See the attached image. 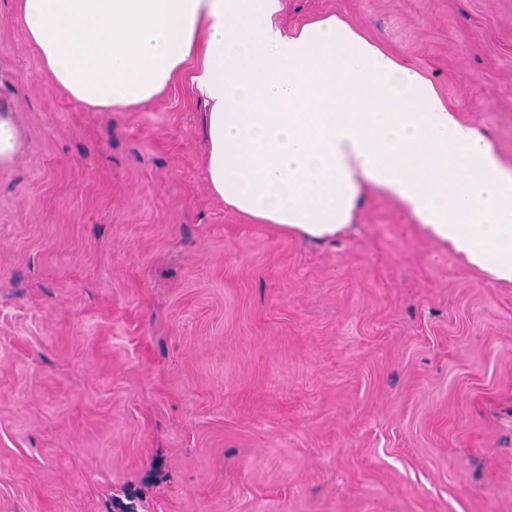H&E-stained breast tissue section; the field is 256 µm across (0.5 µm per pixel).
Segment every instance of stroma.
Segmentation results:
<instances>
[{"label": "stroma", "instance_id": "stroma-1", "mask_svg": "<svg viewBox=\"0 0 512 512\" xmlns=\"http://www.w3.org/2000/svg\"><path fill=\"white\" fill-rule=\"evenodd\" d=\"M435 83L512 168V0H283ZM94 111L0 0V512H512V284L369 188L333 242L229 209L188 72ZM23 147V140L10 116L0 113V164L10 162Z\"/></svg>", "mask_w": 512, "mask_h": 512}]
</instances>
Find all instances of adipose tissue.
Masks as SVG:
<instances>
[{
  "instance_id": "adipose-tissue-1",
  "label": "adipose tissue",
  "mask_w": 512,
  "mask_h": 512,
  "mask_svg": "<svg viewBox=\"0 0 512 512\" xmlns=\"http://www.w3.org/2000/svg\"><path fill=\"white\" fill-rule=\"evenodd\" d=\"M55 87L91 110L165 92L189 60L204 166L228 207L284 236L347 233L371 186L512 283V170L434 83L348 21L286 30L282 0H16Z\"/></svg>"
}]
</instances>
